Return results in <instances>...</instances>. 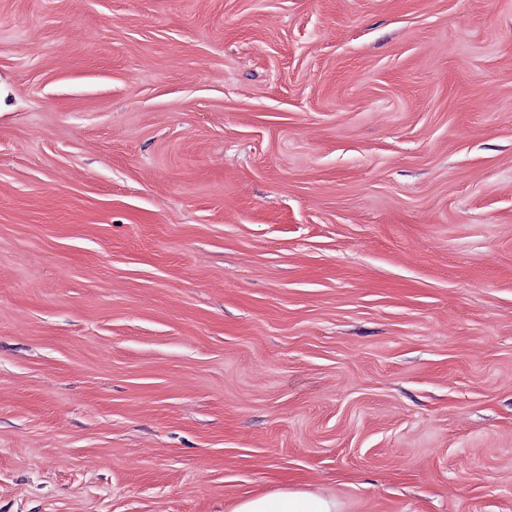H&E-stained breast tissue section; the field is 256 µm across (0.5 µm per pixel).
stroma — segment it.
Wrapping results in <instances>:
<instances>
[{"label": "stroma", "mask_w": 512, "mask_h": 512, "mask_svg": "<svg viewBox=\"0 0 512 512\" xmlns=\"http://www.w3.org/2000/svg\"><path fill=\"white\" fill-rule=\"evenodd\" d=\"M512 512V0H0V512ZM336 500L301 490H281L244 499L232 512H337Z\"/></svg>", "instance_id": "35a3bbf8"}]
</instances>
